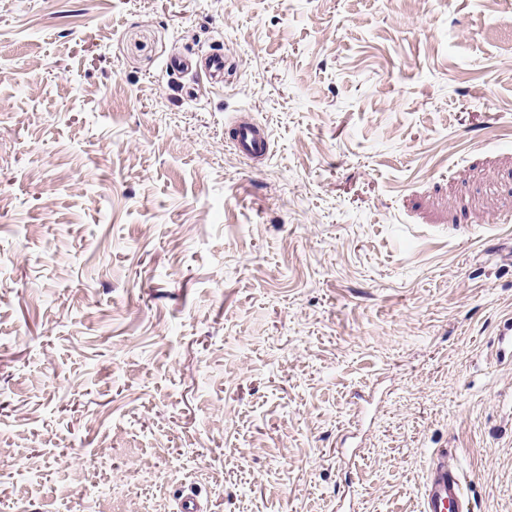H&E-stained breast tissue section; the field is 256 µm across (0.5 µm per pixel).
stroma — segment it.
<instances>
[{"label": "stroma", "mask_w": 512, "mask_h": 512, "mask_svg": "<svg viewBox=\"0 0 512 512\" xmlns=\"http://www.w3.org/2000/svg\"><path fill=\"white\" fill-rule=\"evenodd\" d=\"M511 320L512 0H0V512H512ZM226 59L223 54L203 55L200 63H193L191 59H172L168 62V68L173 72L192 71L205 76L211 84L224 85V68ZM225 142L249 161L266 159L271 149L267 130L256 123L230 119L224 122ZM442 456L436 452L426 468L420 489L421 511L470 512L462 475L448 470Z\"/></svg>", "instance_id": "1"}]
</instances>
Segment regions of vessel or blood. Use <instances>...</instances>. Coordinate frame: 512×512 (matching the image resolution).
<instances>
[{"label": "vessel or blood", "mask_w": 512, "mask_h": 512, "mask_svg": "<svg viewBox=\"0 0 512 512\" xmlns=\"http://www.w3.org/2000/svg\"><path fill=\"white\" fill-rule=\"evenodd\" d=\"M225 66L226 60L220 54L203 56L197 64L186 58H176L168 63L171 71L193 70L205 76L214 85L223 84ZM224 136L226 144L247 160H263L270 153L269 134L259 124L227 120L224 123ZM420 499L421 512H470L461 473L449 470L438 453L431 457L426 468Z\"/></svg>", "instance_id": "1"}]
</instances>
